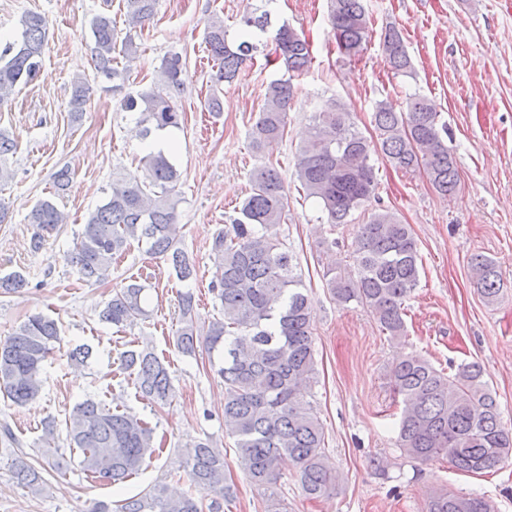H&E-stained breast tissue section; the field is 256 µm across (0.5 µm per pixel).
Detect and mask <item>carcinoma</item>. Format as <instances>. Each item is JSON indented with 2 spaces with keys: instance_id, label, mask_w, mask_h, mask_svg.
<instances>
[{
  "instance_id": "cac0c4a2",
  "label": "carcinoma",
  "mask_w": 512,
  "mask_h": 512,
  "mask_svg": "<svg viewBox=\"0 0 512 512\" xmlns=\"http://www.w3.org/2000/svg\"><path fill=\"white\" fill-rule=\"evenodd\" d=\"M155 0H124L129 28L141 27L154 13ZM330 34L339 54L360 57L371 39L372 24L365 0H329ZM239 39L231 42L224 22L212 19L205 28V48L217 66L216 80L231 83L239 77L263 45L270 14L253 10L240 20ZM47 21L30 12L22 19L18 38L0 44V101L21 83L35 79L43 64ZM289 28L282 23L273 37L283 75L270 81L249 137L264 149L283 139L288 106L294 98L293 79L313 60L306 38L295 33L280 41ZM94 68L122 90L139 59L134 36L117 41L112 16L100 13L92 22ZM380 44L389 68L410 77L413 65L403 32L384 29ZM122 56L125 64L114 63ZM185 87V64L174 53L165 58L154 86L123 98L128 112L138 111L137 135L181 125L178 99ZM87 79L71 82L70 112L78 120L90 99ZM374 136L358 130L352 112L337 99L326 101L304 131L295 162V178L307 197L316 200L325 224H351L356 212L367 213L352 242L355 269H330L326 285L340 306L354 302L367 309L392 341L406 337L405 302L420 280L419 254L409 225L388 209L367 210L377 187L371 155L382 153L394 168L423 174L441 197L453 196L460 175L448 124L434 101L415 92L397 110L380 101L372 113ZM17 144L0 131V181L11 172L7 156ZM179 173L162 152L139 158L136 171L112 176L105 202L91 212L67 252L68 263L86 282L104 283L112 263L131 249L167 261L180 280L193 275V265L181 247L176 192ZM251 192L231 223L212 238L215 265L210 291L220 302L221 317L204 330L196 325L194 295H179L181 328L175 340L185 356L204 354L224 383V428L235 439L237 462L246 479L266 496L268 512H280L277 484L282 465L296 471L304 494L325 495L336 482V472L325 448V433L307 400L316 375L312 337V309L302 288L293 256L281 247L277 227L283 223L288 194L281 172L264 165L250 174ZM68 214L53 199L39 201L28 215L36 227L32 246L67 223ZM478 290L487 303L499 298L501 273L481 254L470 259ZM145 283L131 279L114 289L101 320L115 326H133L149 318ZM56 320L35 313L7 338L0 340V394L16 405L36 399L42 387L41 371L61 348ZM119 368L133 378L138 399L160 412L174 397L170 362L149 348L119 353ZM395 396L402 405L397 447L420 464L446 460L455 469L481 474L512 456V427L506 426L481 367L458 366L452 375L424 359L406 354L392 369ZM69 447L79 451L80 469L115 486L139 473L156 452L154 428L131 410L119 411L94 398L77 403L65 420ZM55 421L44 423L43 453L62 469L63 456L52 447ZM0 441L14 445L10 468L17 482L32 495H41L48 483L8 423H0ZM229 465L224 450L208 439L198 441L185 461L189 489L172 490L154 484L142 493L111 502L98 501L91 512H203L199 493L210 500L208 512H222L233 498L227 484ZM426 512H495L494 505L477 495L434 490Z\"/></svg>"
}]
</instances>
